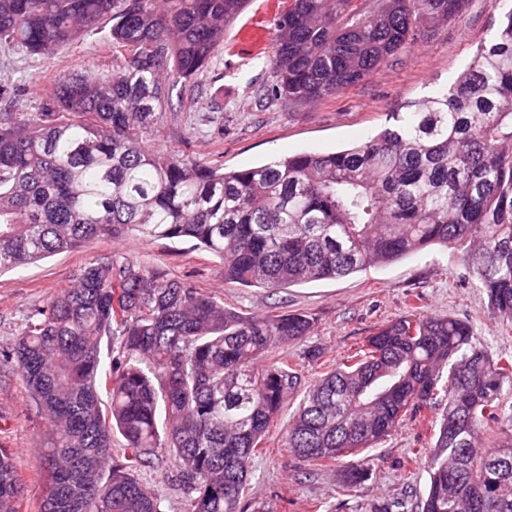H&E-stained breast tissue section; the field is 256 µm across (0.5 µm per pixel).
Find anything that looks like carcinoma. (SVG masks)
<instances>
[{
    "label": "carcinoma",
    "mask_w": 512,
    "mask_h": 512,
    "mask_svg": "<svg viewBox=\"0 0 512 512\" xmlns=\"http://www.w3.org/2000/svg\"><path fill=\"white\" fill-rule=\"evenodd\" d=\"M465 0H291L276 20V80L258 102L310 104L397 60ZM246 0H0V40L49 57L103 18L112 69L59 77L37 112L0 109V271L103 238L177 239L224 280L288 288L457 250L491 312L512 321V10L446 90L354 147L225 170L147 146L178 83L207 74ZM301 387L304 313L243 314L190 285L98 254L30 316L13 362L46 423L39 512H165L138 468L175 464L187 512H247L254 459L288 396L283 447L324 467L375 448L440 402L436 440L402 462L429 479L415 512H512V354L418 304ZM117 354L102 368L103 339ZM108 386V400L100 389ZM125 441L114 455L112 436ZM340 472L339 494L380 469ZM24 492L0 448V512Z\"/></svg>",
    "instance_id": "carcinoma-1"
}]
</instances>
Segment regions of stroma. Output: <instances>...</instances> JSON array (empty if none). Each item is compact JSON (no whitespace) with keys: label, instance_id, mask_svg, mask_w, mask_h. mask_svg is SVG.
<instances>
[{"label":"stroma","instance_id":"1","mask_svg":"<svg viewBox=\"0 0 512 512\" xmlns=\"http://www.w3.org/2000/svg\"><path fill=\"white\" fill-rule=\"evenodd\" d=\"M290 2L251 0L227 28L224 47L202 80V94L185 100L178 122H162L151 135V144L188 149L198 160L228 170L259 166L301 152L346 149L389 126L391 113L405 103L453 83L477 48L493 38V19L512 8V0H468L459 16L436 25L392 65L335 95L299 107L279 100L259 106L254 99L257 88L275 79L272 66L264 64L259 54L273 42L275 20ZM110 27V21H103L98 29L81 33L47 58L27 55L0 42V85L10 90L0 105L15 112H35L44 88L58 75L111 69ZM216 103L224 107V137L220 140L196 131L199 118ZM106 252L165 278L191 284L245 314H311L315 324L310 335L287 346L288 353L294 355L310 349L320 353L317 362L302 367L306 385L333 369L379 325L403 315L415 295L427 313L469 322L490 353L512 352V322L488 312L483 289L464 279L453 249L433 246L345 277L270 291L225 281L219 258L176 239H106L0 273V352L14 344L35 309L70 286L82 266ZM298 402L297 396L289 397L266 435L267 454L253 463L250 493L263 499L268 512H307L314 500L324 502L332 512H372L377 501L396 497L411 501L422 494L428 481L426 469L410 476L400 463L410 449L430 447L431 425L406 418L374 450L385 460L382 472L342 502L336 495V472L307 470L282 446L288 418ZM43 431L44 420L15 367L0 359V448L12 452L24 484L17 512H38L45 493L46 473L39 450ZM174 472L173 462L163 457L142 467L139 476L161 496L168 512H184L186 498L172 480Z\"/></svg>","mask_w":512,"mask_h":512}]
</instances>
